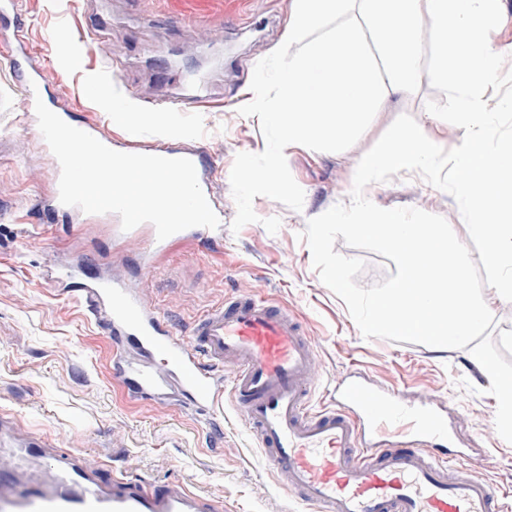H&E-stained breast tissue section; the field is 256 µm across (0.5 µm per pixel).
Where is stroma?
Here are the masks:
<instances>
[{
    "instance_id": "1",
    "label": "stroma",
    "mask_w": 512,
    "mask_h": 512,
    "mask_svg": "<svg viewBox=\"0 0 512 512\" xmlns=\"http://www.w3.org/2000/svg\"><path fill=\"white\" fill-rule=\"evenodd\" d=\"M265 7V23L253 29L246 25L255 11L250 0H20L18 12L0 15V33L25 35L46 67L50 84L43 101L61 100L72 120L97 124L118 145L133 139L113 124L110 100L89 93L92 82L111 83L149 116L207 76L214 107L171 115L187 136L164 137L148 123L133 141L196 150L203 189L229 225L236 214L234 158L266 146L258 116L239 115L238 109L255 64L281 42L293 0H266ZM85 35L96 37L98 47L76 71L69 55ZM430 100L442 103L446 96L426 81L413 96L384 97L368 129L345 151L286 149L305 193L302 210L255 197L258 222L236 233L228 228L220 238L175 241L148 273L141 251L150 225L129 242L111 233L104 219L87 216L72 224L53 213L44 199L54 159L41 143L36 119L0 109V413L22 432L84 455L107 481L116 476L147 488L180 484L223 512H316L282 487L232 402L212 421L174 395L157 402L127 398L112 378L109 328L43 275L51 262L77 258L90 272L143 289L182 336L232 294L251 291L287 307L318 348L314 408L330 404L328 391L338 378L359 373L378 386L399 388L407 401L433 399L452 425V443L441 451L449 465H469L479 478L512 491V435L499 428L495 415L496 386L512 380V303L498 309L494 328L463 348L368 340L344 301L321 281L301 238L309 219L349 203L361 158L398 116L415 118L444 149L460 145L458 127L426 111ZM364 195L382 208L442 216L461 242L470 240L455 199L419 173L370 184ZM270 217L281 221L277 233L262 224ZM334 249L364 261L355 278L362 287L397 271L392 260L343 240ZM476 357L485 372L473 366Z\"/></svg>"
}]
</instances>
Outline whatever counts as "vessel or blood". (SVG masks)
<instances>
[{
    "mask_svg": "<svg viewBox=\"0 0 512 512\" xmlns=\"http://www.w3.org/2000/svg\"><path fill=\"white\" fill-rule=\"evenodd\" d=\"M54 279L109 325L114 376L129 395L157 398L173 377L200 413L231 399L284 486L318 512H512V500L471 470L449 474L429 453L448 440L438 410L411 407L364 381L348 382L333 404L313 409L316 344L288 310L251 293L208 311L185 338L120 278L89 277L76 264L56 268ZM2 440L37 466L23 476L0 472V512H219L177 484L149 491L119 478L104 485L80 455L18 435L5 418Z\"/></svg>",
    "mask_w": 512,
    "mask_h": 512,
    "instance_id": "vessel-or-blood-1",
    "label": "vessel or blood"
}]
</instances>
